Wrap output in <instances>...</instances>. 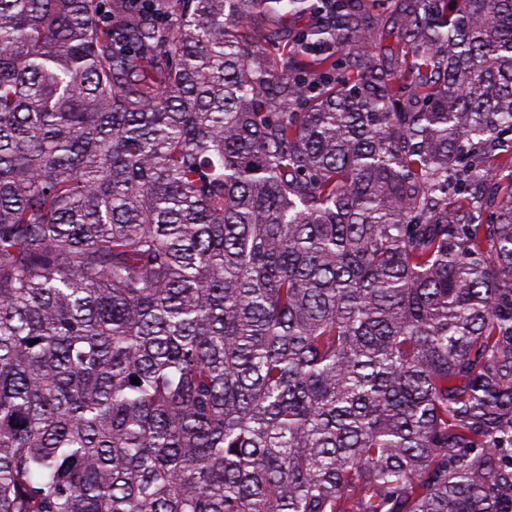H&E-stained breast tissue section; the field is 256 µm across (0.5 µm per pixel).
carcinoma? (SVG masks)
<instances>
[{
	"label": "carcinoma",
	"instance_id": "carcinoma-1",
	"mask_svg": "<svg viewBox=\"0 0 512 512\" xmlns=\"http://www.w3.org/2000/svg\"><path fill=\"white\" fill-rule=\"evenodd\" d=\"M384 4L0 0V512H512V0ZM374 27L376 29L385 26V30L391 32L390 34H386L385 38L379 43L377 52L380 56L381 61L385 65L386 68L392 67L394 64L400 65V54L398 57V50L395 45V34L392 32L395 31L393 29V24L391 20H388L384 15H380V17H374Z\"/></svg>",
	"mask_w": 512,
	"mask_h": 512
}]
</instances>
